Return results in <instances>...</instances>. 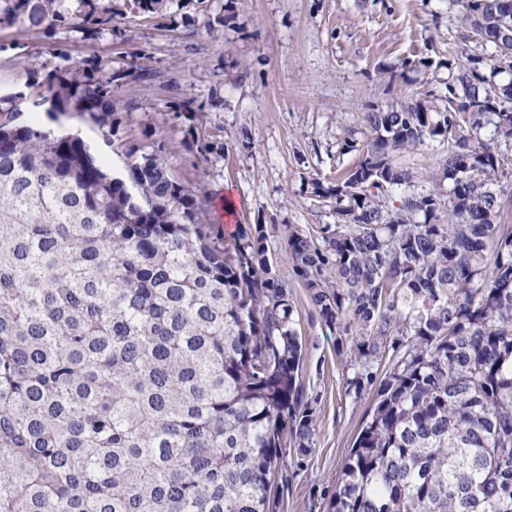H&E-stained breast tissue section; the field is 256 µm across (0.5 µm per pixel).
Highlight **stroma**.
I'll use <instances>...</instances> for the list:
<instances>
[{
	"mask_svg": "<svg viewBox=\"0 0 512 512\" xmlns=\"http://www.w3.org/2000/svg\"><path fill=\"white\" fill-rule=\"evenodd\" d=\"M451 0H169L162 14L125 12L114 30L83 40L67 25L44 32L0 26V98L16 120L80 135L108 171L128 177L126 147L158 155L190 192H205L201 220L219 235L267 227L271 264L287 282L303 344L304 400L316 438L303 455L288 449L278 512H328L342 462L374 395L346 393L336 339L310 316L307 291L280 248L285 225L332 224L331 203L311 179L335 180L357 153H340L363 127L369 105L387 107L440 90L442 63L489 47L457 25ZM144 55L149 80L113 85L119 132L105 143L78 115L53 119L40 78L102 59L113 73ZM418 71L393 75L403 58Z\"/></svg>",
	"mask_w": 512,
	"mask_h": 512,
	"instance_id": "obj_1",
	"label": "stroma"
}]
</instances>
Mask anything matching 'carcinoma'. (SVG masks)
<instances>
[{
  "mask_svg": "<svg viewBox=\"0 0 512 512\" xmlns=\"http://www.w3.org/2000/svg\"><path fill=\"white\" fill-rule=\"evenodd\" d=\"M0 0V24L112 29L106 0ZM489 54L444 93L366 107L336 223L282 248L346 390H375L329 512H512V0H459ZM109 64L53 76L49 110L105 140ZM434 141L432 187L400 163ZM396 205L388 207L389 200ZM155 155L112 176L79 137L0 121V512H277L287 445L315 435L266 225L224 247Z\"/></svg>",
  "mask_w": 512,
  "mask_h": 512,
  "instance_id": "carcinoma-1",
  "label": "carcinoma"
}]
</instances>
